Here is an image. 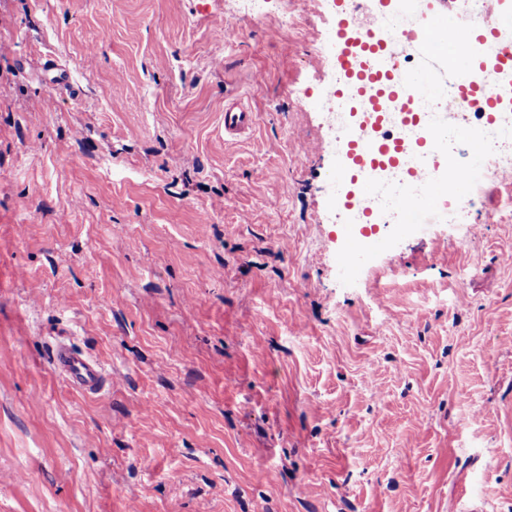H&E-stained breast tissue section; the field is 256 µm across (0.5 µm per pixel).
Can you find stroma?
Instances as JSON below:
<instances>
[{
    "label": "stroma",
    "mask_w": 512,
    "mask_h": 512,
    "mask_svg": "<svg viewBox=\"0 0 512 512\" xmlns=\"http://www.w3.org/2000/svg\"><path fill=\"white\" fill-rule=\"evenodd\" d=\"M315 9L0 0V512H512V151L345 264ZM256 123V113L248 106L232 100L224 105V140L237 141L251 133ZM53 364L55 371L63 375L71 386L87 394H97L107 379L100 362L85 358L64 345L55 347Z\"/></svg>",
    "instance_id": "stroma-1"
}]
</instances>
